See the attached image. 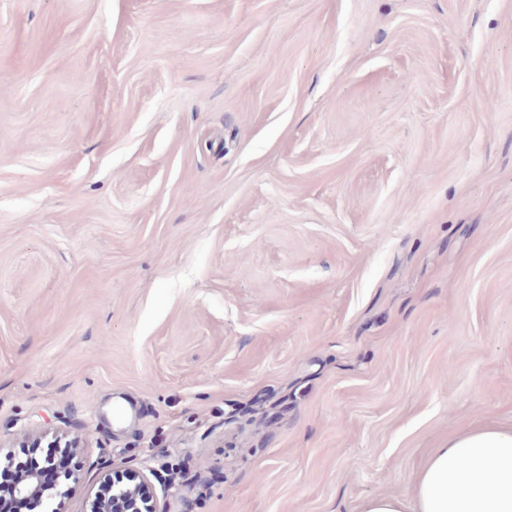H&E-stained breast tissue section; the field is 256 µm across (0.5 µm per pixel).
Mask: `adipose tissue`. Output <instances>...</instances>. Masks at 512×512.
<instances>
[{
    "label": "adipose tissue",
    "mask_w": 512,
    "mask_h": 512,
    "mask_svg": "<svg viewBox=\"0 0 512 512\" xmlns=\"http://www.w3.org/2000/svg\"><path fill=\"white\" fill-rule=\"evenodd\" d=\"M356 512H512V429L450 437L416 473L411 499L369 496Z\"/></svg>",
    "instance_id": "adipose-tissue-1"
}]
</instances>
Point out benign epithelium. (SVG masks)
Here are the masks:
<instances>
[{
  "mask_svg": "<svg viewBox=\"0 0 512 512\" xmlns=\"http://www.w3.org/2000/svg\"><path fill=\"white\" fill-rule=\"evenodd\" d=\"M112 483V501L99 497V493H89L86 500V512H166L160 508L156 487L169 492V485L160 473L150 468L148 471H135L117 480L102 476V483ZM71 488L60 483L47 484L38 473L22 475L11 488L15 496H40L49 512H64L63 506Z\"/></svg>",
  "mask_w": 512,
  "mask_h": 512,
  "instance_id": "benign-epithelium-1",
  "label": "benign epithelium"
}]
</instances>
